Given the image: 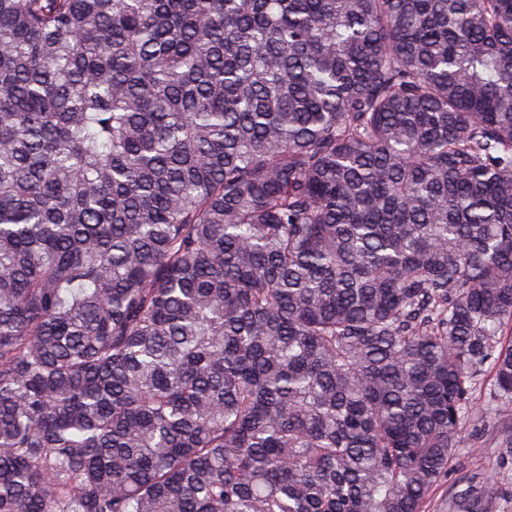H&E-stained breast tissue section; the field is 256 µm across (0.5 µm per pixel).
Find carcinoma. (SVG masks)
<instances>
[{"label": "carcinoma", "instance_id": "obj_1", "mask_svg": "<svg viewBox=\"0 0 512 512\" xmlns=\"http://www.w3.org/2000/svg\"><path fill=\"white\" fill-rule=\"evenodd\" d=\"M487 374L512 0H0V512H423Z\"/></svg>", "mask_w": 512, "mask_h": 512}]
</instances>
